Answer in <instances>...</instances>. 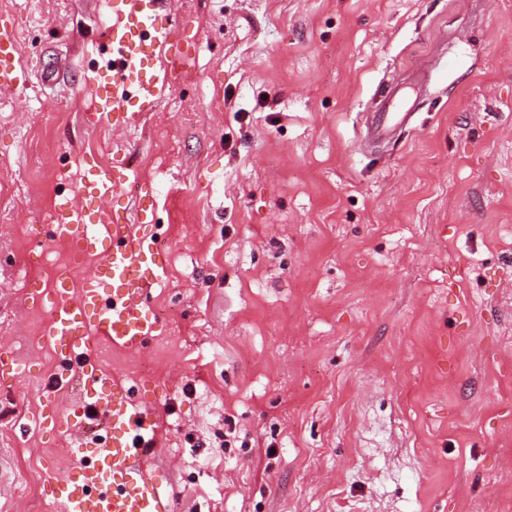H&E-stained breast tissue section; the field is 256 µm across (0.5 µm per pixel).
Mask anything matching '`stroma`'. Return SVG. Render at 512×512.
<instances>
[{
    "label": "stroma",
    "instance_id": "35a3bbf8",
    "mask_svg": "<svg viewBox=\"0 0 512 512\" xmlns=\"http://www.w3.org/2000/svg\"><path fill=\"white\" fill-rule=\"evenodd\" d=\"M185 56L137 129L87 127L105 0H0L35 77L0 94V512L103 426L24 424L59 361L42 336L79 267L39 236L81 161L130 155L168 254L144 349L97 359L154 413L172 512H512V0H169ZM412 119L362 142L384 86ZM194 394H186L187 384Z\"/></svg>",
    "mask_w": 512,
    "mask_h": 512
}]
</instances>
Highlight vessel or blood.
<instances>
[{"mask_svg":"<svg viewBox=\"0 0 512 512\" xmlns=\"http://www.w3.org/2000/svg\"><path fill=\"white\" fill-rule=\"evenodd\" d=\"M107 6L112 23L106 41L112 52L94 77L95 106L86 119L92 125L131 129L143 113L159 109L180 58L162 0H108ZM32 84L33 72L22 59L15 30L1 24L0 92L21 94ZM406 119L403 112L384 115L374 123L373 134L392 138ZM113 171V164H85L78 205H61L54 215V237L69 242L79 254L98 248L93 224L104 202L116 193ZM138 221L141 228L135 232L122 218L110 217L112 252L80 291L71 288V268L57 274L44 342L63 363L82 354L81 390L65 409L52 393H45L33 417L42 429L62 420L77 429L93 408L104 416L106 430V446L93 461L51 481L53 497L64 512H170L147 450V417L132 403L128 389L112 380L94 357L104 341L126 349L145 347L159 325L149 290L164 276L168 256L147 226V207H140Z\"/></svg>","mask_w":512,"mask_h":512,"instance_id":"1","label":"vessel or blood"}]
</instances>
